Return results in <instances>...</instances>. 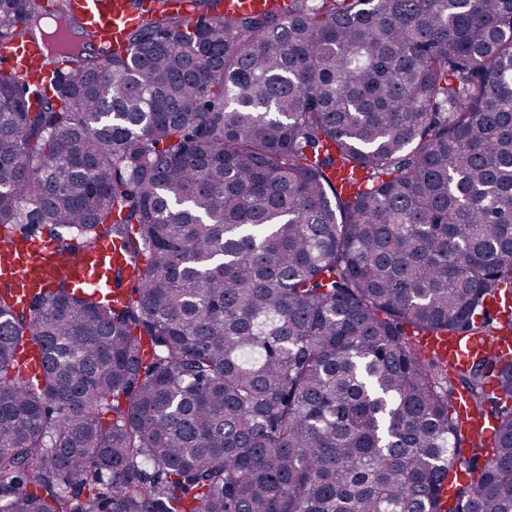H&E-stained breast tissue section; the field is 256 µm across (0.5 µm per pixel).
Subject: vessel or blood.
Instances as JSON below:
<instances>
[{
    "instance_id": "obj_1",
    "label": "vessel or blood",
    "mask_w": 512,
    "mask_h": 512,
    "mask_svg": "<svg viewBox=\"0 0 512 512\" xmlns=\"http://www.w3.org/2000/svg\"><path fill=\"white\" fill-rule=\"evenodd\" d=\"M70 12L83 28L95 32L96 48L107 54L123 45L128 28L140 19L133 0H71ZM0 65L28 74L35 85L51 72L41 45L24 29L0 41ZM118 264V250L106 239L101 240L95 252L73 256L63 263L50 243H20L11 234L0 235V281L10 286L21 308L28 307L34 294L60 276H67L80 286L111 276ZM420 345L461 370L489 346L506 353L512 351V336L493 341L483 335H430L422 337ZM451 411L476 444L492 441L493 423L475 415L465 395H455Z\"/></svg>"
}]
</instances>
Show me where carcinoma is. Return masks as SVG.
I'll return each mask as SVG.
<instances>
[{
    "instance_id": "carcinoma-1",
    "label": "carcinoma",
    "mask_w": 512,
    "mask_h": 512,
    "mask_svg": "<svg viewBox=\"0 0 512 512\" xmlns=\"http://www.w3.org/2000/svg\"><path fill=\"white\" fill-rule=\"evenodd\" d=\"M152 2L123 55L52 47V96L0 71V226L133 284L0 289V512H512V358L410 338L503 330L512 0ZM45 20L0 0V39ZM492 343L487 336L430 335L420 339V346L437 354L443 361L457 369L466 368ZM450 410L458 416L476 444L484 445L485 441L487 443L492 441L494 424L490 420L486 421L475 415L469 408L467 397L463 393L455 395Z\"/></svg>"
}]
</instances>
